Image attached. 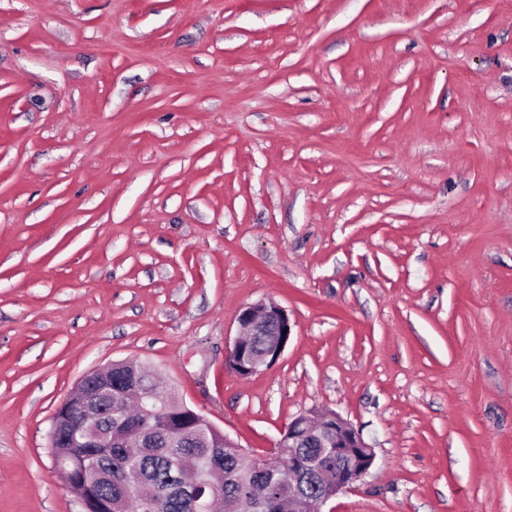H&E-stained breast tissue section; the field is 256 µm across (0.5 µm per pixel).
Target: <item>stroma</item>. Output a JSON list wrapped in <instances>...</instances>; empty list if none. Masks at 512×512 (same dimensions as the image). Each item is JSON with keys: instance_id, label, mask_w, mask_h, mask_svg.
<instances>
[{"instance_id": "1", "label": "stroma", "mask_w": 512, "mask_h": 512, "mask_svg": "<svg viewBox=\"0 0 512 512\" xmlns=\"http://www.w3.org/2000/svg\"><path fill=\"white\" fill-rule=\"evenodd\" d=\"M127 359L361 429L329 512H512V0H0V512H83L46 432ZM237 321L240 332L229 346L227 363L238 364V359L245 360L246 364L241 368L242 372L237 373L242 377L257 374L275 364L283 354L291 336L287 310L274 302H259L242 308L237 315ZM264 326L270 329L271 336H277L276 340L260 359H254L251 355L245 356L248 337L256 336L255 333ZM285 328H288V331H285Z\"/></svg>"}]
</instances>
